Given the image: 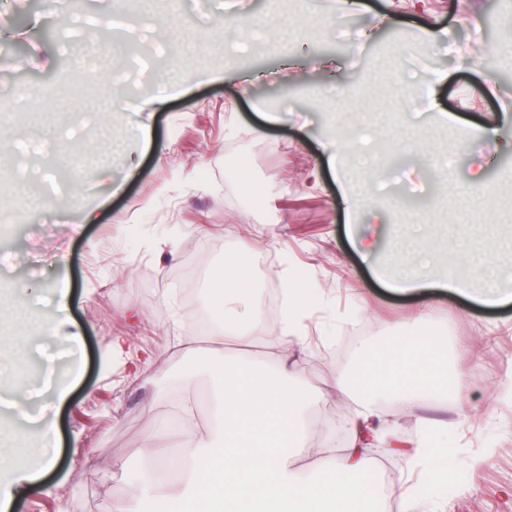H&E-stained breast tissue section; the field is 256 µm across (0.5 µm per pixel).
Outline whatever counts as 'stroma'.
Here are the masks:
<instances>
[{
    "label": "stroma",
    "mask_w": 512,
    "mask_h": 512,
    "mask_svg": "<svg viewBox=\"0 0 512 512\" xmlns=\"http://www.w3.org/2000/svg\"><path fill=\"white\" fill-rule=\"evenodd\" d=\"M151 12L185 34L151 77L189 79L160 111L83 67L96 26L119 13L140 19L127 0H88V33L64 56L46 34L71 23L48 0H0V113L17 115L0 123V141L18 143L21 124L76 158L63 182L55 167L0 156V284L57 328L21 348L29 362L40 345L52 358L34 379L44 395L12 416L32 468L44 453V406H55L62 439L54 469L13 512H117L137 470L113 475V458L149 436L161 448L176 441L171 386L190 369L194 389L213 393L224 360L194 335L191 314L206 312L205 298L187 306L178 276L193 254L210 272L234 252L264 260L270 279L287 269L316 290L306 331L323 343L313 355L298 339L283 350L310 386L308 413L355 409L337 381L365 390L361 345L383 351L415 329L446 337L456 391L410 408L381 401V441L447 430L453 483L431 486L426 512H512V0H153ZM244 18L265 35L263 52L237 41ZM18 50L24 77L10 65ZM56 83L84 93L25 115L22 91ZM354 131L370 139L367 161L341 146ZM240 159L244 169L228 177ZM24 181L40 187L37 208L16 203ZM249 184L261 209L241 201ZM87 210L95 223H82ZM417 229L434 287L392 293L388 282L419 274L391 262ZM366 238L377 245L365 259ZM487 252L505 302L481 303L486 280L470 271V297L444 290L462 255ZM63 289L68 327L55 308ZM149 352L152 370L134 378Z\"/></svg>",
    "instance_id": "stroma-1"
}]
</instances>
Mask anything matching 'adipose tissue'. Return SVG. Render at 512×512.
<instances>
[{"instance_id": "ef3b65f1", "label": "adipose tissue", "mask_w": 512, "mask_h": 512, "mask_svg": "<svg viewBox=\"0 0 512 512\" xmlns=\"http://www.w3.org/2000/svg\"><path fill=\"white\" fill-rule=\"evenodd\" d=\"M258 311L250 267L238 255L225 256L224 323L212 343L227 348L246 343ZM406 345L411 356L397 381L373 383L358 398L349 439L339 451L307 428V387L291 382L284 360H277L275 369L259 370L225 357L212 423L197 422L191 396L180 402L186 436L180 478L168 480L156 468L160 452L152 445L135 449L143 471L130 484L118 512H142L141 498L146 494L151 497V512H369L374 501L380 512H416L423 489L411 478L417 473L447 478V432L430 427L412 442L395 500L380 499L369 483L374 458L368 435L382 419L376 395L414 400L448 393V373L433 363L434 345L424 336L410 337ZM303 457L314 460L305 476L297 467ZM53 464V455L47 453L40 469L30 468L24 446L12 448L8 459L0 462L9 472L0 482V512H9L19 491L37 484Z\"/></svg>"}]
</instances>
